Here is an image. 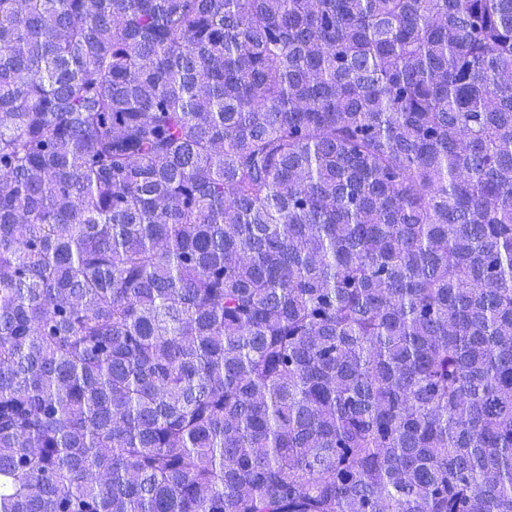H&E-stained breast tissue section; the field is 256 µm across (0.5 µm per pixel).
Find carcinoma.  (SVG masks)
Here are the masks:
<instances>
[{
  "label": "carcinoma",
  "instance_id": "carcinoma-1",
  "mask_svg": "<svg viewBox=\"0 0 512 512\" xmlns=\"http://www.w3.org/2000/svg\"><path fill=\"white\" fill-rule=\"evenodd\" d=\"M0 512H512V0H0Z\"/></svg>",
  "mask_w": 512,
  "mask_h": 512
}]
</instances>
